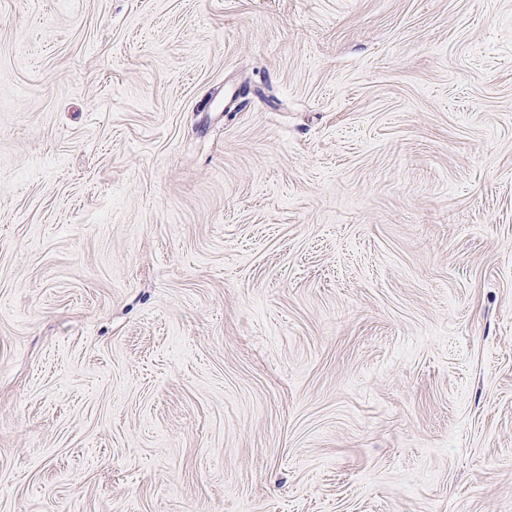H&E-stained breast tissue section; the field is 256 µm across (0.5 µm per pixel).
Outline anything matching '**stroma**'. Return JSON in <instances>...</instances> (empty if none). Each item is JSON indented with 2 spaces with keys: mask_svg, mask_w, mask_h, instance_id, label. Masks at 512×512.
Segmentation results:
<instances>
[{
  "mask_svg": "<svg viewBox=\"0 0 512 512\" xmlns=\"http://www.w3.org/2000/svg\"><path fill=\"white\" fill-rule=\"evenodd\" d=\"M0 512H512V0H0Z\"/></svg>",
  "mask_w": 512,
  "mask_h": 512,
  "instance_id": "stroma-1",
  "label": "stroma"
}]
</instances>
